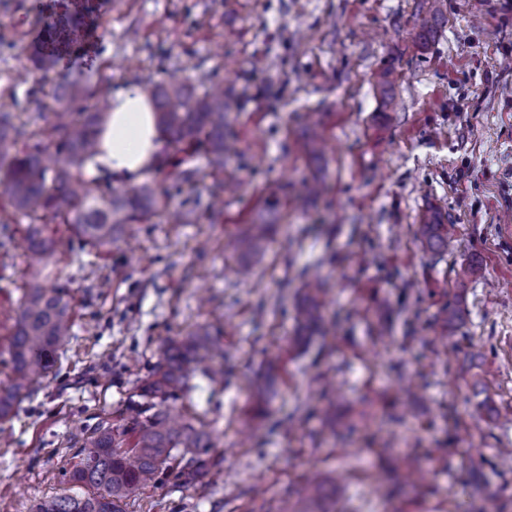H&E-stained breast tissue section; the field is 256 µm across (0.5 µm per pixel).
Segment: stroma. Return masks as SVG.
<instances>
[{
    "instance_id": "35a3bbf8",
    "label": "stroma",
    "mask_w": 512,
    "mask_h": 512,
    "mask_svg": "<svg viewBox=\"0 0 512 512\" xmlns=\"http://www.w3.org/2000/svg\"><path fill=\"white\" fill-rule=\"evenodd\" d=\"M59 0H0V109L25 123L52 103L31 61ZM503 0H100L92 50L59 74L145 90L184 65L238 99L224 137L242 183L211 223L130 225L109 254L55 259L74 306L61 362L0 430V512L80 494L75 439L120 421L164 344L224 329V379L190 376L173 403L215 434L214 465L185 487L167 475L125 512H312L308 479L335 482L323 512H512V11ZM392 84L379 88L377 76ZM318 123L327 148L315 152ZM325 191L298 207L313 180ZM279 222L259 252L225 251L269 186ZM446 217L456 249L434 253L420 216ZM0 250L2 365L29 270L22 225ZM479 273L455 288L462 263ZM253 266L236 276L239 262ZM326 282L325 334L296 343L303 271ZM452 307L444 321L440 311ZM265 384L269 414L248 408ZM352 430L342 442L322 417Z\"/></svg>"
}]
</instances>
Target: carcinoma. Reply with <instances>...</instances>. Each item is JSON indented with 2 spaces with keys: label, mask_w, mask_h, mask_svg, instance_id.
<instances>
[{
  "label": "carcinoma",
  "mask_w": 512,
  "mask_h": 512,
  "mask_svg": "<svg viewBox=\"0 0 512 512\" xmlns=\"http://www.w3.org/2000/svg\"><path fill=\"white\" fill-rule=\"evenodd\" d=\"M111 83L73 77L56 85L55 108L36 112L37 142L20 145L24 130L9 112H0V198L25 226L26 252L31 279L23 290L19 315L8 340L4 365L13 380L0 386V422L14 417L30 389L53 369L59 345L72 335L73 306L68 289L58 284L53 259L56 239L47 225L63 224L70 244L106 254L130 224H146L171 214V199L153 184L116 191L104 179L87 175V166L99 152V139L110 118ZM150 97L157 125L179 151H201L214 189L234 195L240 182L224 172V127L236 106L224 88L195 83L156 84ZM277 198L261 200L249 224L225 245L232 252L257 248L273 228ZM418 235L431 251H452L448 228L435 213L421 216ZM304 302L297 310L299 330L308 333L321 322L324 282L317 275L303 282ZM224 351L209 329L172 340L149 378L139 387L146 404L129 409L119 425L101 422L79 439V463L69 472V482L89 489L84 496L62 495L40 504L37 512H124L123 503L155 481L161 470L184 486L193 485L208 471L205 458L213 447L211 434L162 409L177 398L191 373L200 369L224 377V364L215 362ZM182 449L184 465L175 464L173 450Z\"/></svg>",
  "instance_id": "obj_1"
}]
</instances>
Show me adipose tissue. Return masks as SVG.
Here are the masks:
<instances>
[{"label": "adipose tissue", "mask_w": 512, "mask_h": 512, "mask_svg": "<svg viewBox=\"0 0 512 512\" xmlns=\"http://www.w3.org/2000/svg\"><path fill=\"white\" fill-rule=\"evenodd\" d=\"M163 142L147 96L136 89L112 94V118L90 174L107 170L118 184L135 185L151 174Z\"/></svg>", "instance_id": "ef3b65f1"}]
</instances>
